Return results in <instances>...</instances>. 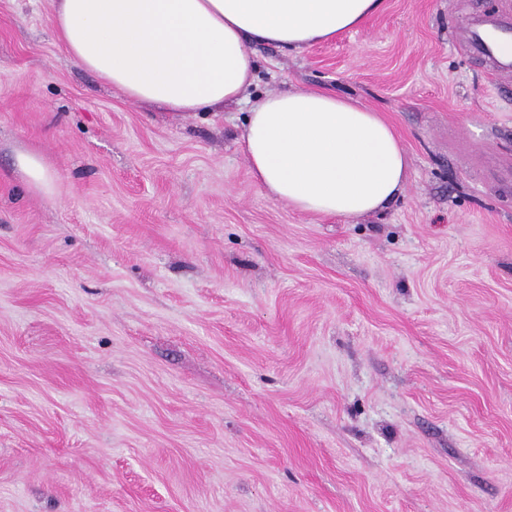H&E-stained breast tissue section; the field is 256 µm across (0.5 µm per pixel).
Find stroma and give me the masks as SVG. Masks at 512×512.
Here are the masks:
<instances>
[{"label": "stroma", "mask_w": 512, "mask_h": 512, "mask_svg": "<svg viewBox=\"0 0 512 512\" xmlns=\"http://www.w3.org/2000/svg\"><path fill=\"white\" fill-rule=\"evenodd\" d=\"M52 10L0 0V512H512V77L459 45L512 0L253 46L246 96L193 117L99 82ZM298 87L388 116L392 206L255 183L244 116ZM16 166L30 186L46 193L50 192L54 178L40 156L20 153L16 157Z\"/></svg>", "instance_id": "stroma-1"}]
</instances>
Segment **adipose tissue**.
<instances>
[{
    "label": "adipose tissue",
    "mask_w": 512,
    "mask_h": 512,
    "mask_svg": "<svg viewBox=\"0 0 512 512\" xmlns=\"http://www.w3.org/2000/svg\"><path fill=\"white\" fill-rule=\"evenodd\" d=\"M385 8L386 0H56L50 24L102 83L194 115L243 98L256 77L252 45L301 51L363 30ZM242 141L257 185L301 213H379L408 177V153L385 116L321 89L257 100Z\"/></svg>",
    "instance_id": "ef3b65f1"
}]
</instances>
